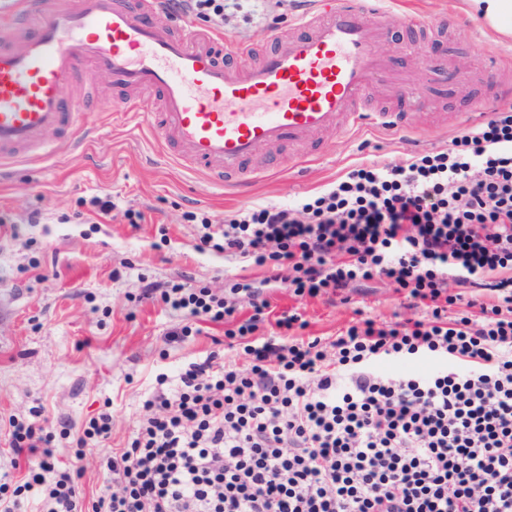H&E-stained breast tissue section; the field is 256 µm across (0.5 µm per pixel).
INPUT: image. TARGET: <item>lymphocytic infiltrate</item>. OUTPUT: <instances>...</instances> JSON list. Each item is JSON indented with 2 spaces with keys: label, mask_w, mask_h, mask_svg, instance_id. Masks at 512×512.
Instances as JSON below:
<instances>
[{
  "label": "lymphocytic infiltrate",
  "mask_w": 512,
  "mask_h": 512,
  "mask_svg": "<svg viewBox=\"0 0 512 512\" xmlns=\"http://www.w3.org/2000/svg\"><path fill=\"white\" fill-rule=\"evenodd\" d=\"M238 4L167 8L220 29ZM196 249L264 276L225 295L184 281L145 292L183 315L173 338L220 324L239 354L157 376L87 509L79 465H61L54 442L103 444L111 411L76 429L36 408L10 419L27 470L0 482V512H512V104L438 150L354 163L295 206L202 217ZM377 280L420 317L363 316L306 340L301 314H275L267 296L345 304ZM411 359L437 367L376 371Z\"/></svg>",
  "instance_id": "f902f5d3"
}]
</instances>
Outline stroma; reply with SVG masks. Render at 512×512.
Listing matches in <instances>:
<instances>
[{
	"label": "stroma",
	"instance_id": "1",
	"mask_svg": "<svg viewBox=\"0 0 512 512\" xmlns=\"http://www.w3.org/2000/svg\"><path fill=\"white\" fill-rule=\"evenodd\" d=\"M266 19L243 15L224 19V31L252 45L266 31H289L293 11L286 0H265ZM392 42L404 52L395 61L406 75L402 94L372 86L369 100L392 108L405 101L409 128L392 135L363 128L343 137L321 135L323 153L311 159L313 144H279L260 151L256 166L273 172L242 192L212 186L203 172H189L157 153L147 126L124 125L115 110L127 93L98 76L86 93L90 134L80 148L69 137H54L47 161H22L0 181V211L10 224L0 227V477L20 479L5 430L11 416H28L39 406L49 421L74 424L112 411V433L88 451L77 478L84 502L108 482L102 462L124 447L137 428L140 401L157 374L177 379L188 363L223 348L224 328L205 325L201 335L171 343L169 331L180 316L160 300L142 298L144 281L164 284L189 277L224 293L230 286L224 257L195 248L193 211L213 218L253 203H294L334 181L359 160H389L441 148L460 128V112L473 98L490 94L492 78L512 85V71L498 72L495 51H512V36L494 30L475 35L481 18L469 16L463 0H400L391 8ZM442 48L446 73L464 67L454 92L438 96L425 86L423 48ZM108 188L116 210L89 217V201ZM144 211V224H127L123 210ZM39 212V223L29 221ZM275 310H298L310 336H329L354 310L383 321L416 317L404 298L383 282L353 295L349 304L330 305L296 297L287 289L272 295Z\"/></svg>",
	"mask_w": 512,
	"mask_h": 512
}]
</instances>
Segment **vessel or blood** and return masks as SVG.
Masks as SVG:
<instances>
[{"label":"vessel or blood","instance_id":"1","mask_svg":"<svg viewBox=\"0 0 512 512\" xmlns=\"http://www.w3.org/2000/svg\"><path fill=\"white\" fill-rule=\"evenodd\" d=\"M383 2L310 0L254 63L252 45L227 35L156 25L166 0H0V168L51 154L52 133L78 139L86 103L65 91L99 73L156 90L163 108L145 118L160 148L227 189L251 184L248 162L274 144L333 127L402 132L404 113L362 106L368 87L398 83L394 62L373 53L390 35Z\"/></svg>","mask_w":512,"mask_h":512}]
</instances>
